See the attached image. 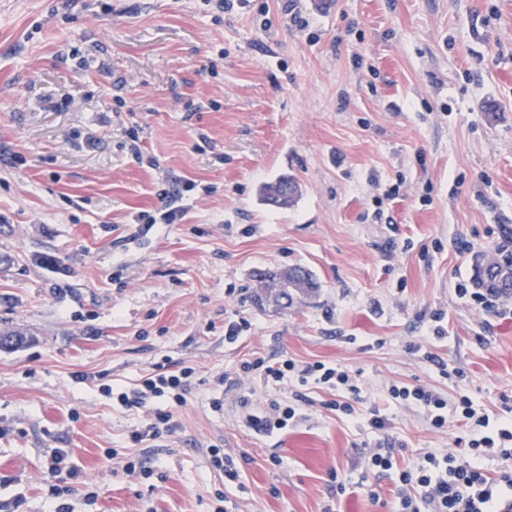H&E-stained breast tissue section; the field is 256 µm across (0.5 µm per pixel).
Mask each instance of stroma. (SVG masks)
Returning a JSON list of instances; mask_svg holds the SVG:
<instances>
[{"label":"stroma","instance_id":"obj_1","mask_svg":"<svg viewBox=\"0 0 512 512\" xmlns=\"http://www.w3.org/2000/svg\"><path fill=\"white\" fill-rule=\"evenodd\" d=\"M130 4L63 17L56 0H0V331L25 339L0 348V512H50L56 448L83 472L71 512H389L394 481L366 471L373 436L328 409L334 390L309 387L305 421L264 436L241 393L292 404L295 381L215 378L257 356L359 373L398 471L446 452L460 423L430 428L390 385L506 417L512 315L457 289L477 256L512 248V0ZM283 176L294 201L263 204ZM180 187L184 218L141 234ZM292 266L316 288L259 300L256 273ZM239 317L249 330L225 343ZM167 360L195 371L177 427L134 442L147 413L106 389ZM138 458L150 475L126 474ZM334 471L355 492L336 496Z\"/></svg>","mask_w":512,"mask_h":512}]
</instances>
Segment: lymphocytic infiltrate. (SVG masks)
<instances>
[{
  "label": "lymphocytic infiltrate",
  "instance_id": "1",
  "mask_svg": "<svg viewBox=\"0 0 512 512\" xmlns=\"http://www.w3.org/2000/svg\"><path fill=\"white\" fill-rule=\"evenodd\" d=\"M243 373L266 382H279L296 377L300 386L326 385L336 392L333 409L352 415L356 405H368L369 398L350 371L318 362L300 365L285 359L270 363L262 358L243 362ZM193 375L192 368L183 367L144 376L131 390L116 389L118 402L129 410H148L152 413L145 431L136 433V440H158L172 429V412L156 408L159 400L183 404L184 394ZM392 398L423 409L431 428L441 429L448 423V402L434 390L422 385H392ZM243 416L256 432L269 433L299 423L301 416L294 407H281L277 402L267 407L253 405L250 396L240 398ZM457 417L465 427L467 437L463 446L449 449L444 455L426 454L421 464L403 471L397 484L398 512H512V419L491 421L488 415L477 414L469 396H461L456 408ZM368 426L374 443L366 449L369 470H390L396 450L385 437L388 420L379 409L370 407ZM497 457L503 462L496 475H489L482 462Z\"/></svg>",
  "mask_w": 512,
  "mask_h": 512
}]
</instances>
